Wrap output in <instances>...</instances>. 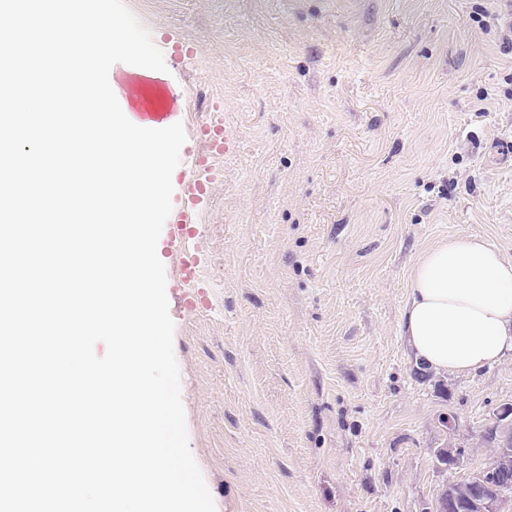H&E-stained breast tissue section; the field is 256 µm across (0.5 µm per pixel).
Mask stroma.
Instances as JSON below:
<instances>
[{
	"label": "stroma",
	"mask_w": 512,
	"mask_h": 512,
	"mask_svg": "<svg viewBox=\"0 0 512 512\" xmlns=\"http://www.w3.org/2000/svg\"><path fill=\"white\" fill-rule=\"evenodd\" d=\"M166 71L115 64L232 147L196 226L210 304L179 305L159 239L189 444L216 512H431L488 466L512 358L433 374L400 333L422 251L512 258V0H124ZM456 419L445 433L443 415ZM459 468L437 467L444 444Z\"/></svg>",
	"instance_id": "1"
}]
</instances>
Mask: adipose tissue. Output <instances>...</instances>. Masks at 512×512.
<instances>
[{"instance_id": "adipose-tissue-1", "label": "adipose tissue", "mask_w": 512, "mask_h": 512, "mask_svg": "<svg viewBox=\"0 0 512 512\" xmlns=\"http://www.w3.org/2000/svg\"><path fill=\"white\" fill-rule=\"evenodd\" d=\"M407 288L401 333L418 363L475 375L512 356V259L485 238L451 236L427 248Z\"/></svg>"}]
</instances>
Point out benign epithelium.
<instances>
[{"mask_svg": "<svg viewBox=\"0 0 512 512\" xmlns=\"http://www.w3.org/2000/svg\"><path fill=\"white\" fill-rule=\"evenodd\" d=\"M484 441L494 448L489 466L470 476L465 486L444 485L437 497L436 512H451L460 504L467 512H503L505 496H488L483 487L493 481L508 488L512 486V402L498 406L494 424L484 431ZM436 460L439 467L452 469L461 463V455L458 450L444 445L437 450Z\"/></svg>", "mask_w": 512, "mask_h": 512, "instance_id": "7a95c632", "label": "benign epithelium"}]
</instances>
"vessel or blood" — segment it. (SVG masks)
<instances>
[{
  "instance_id": "obj_1",
  "label": "vessel or blood",
  "mask_w": 512,
  "mask_h": 512,
  "mask_svg": "<svg viewBox=\"0 0 512 512\" xmlns=\"http://www.w3.org/2000/svg\"><path fill=\"white\" fill-rule=\"evenodd\" d=\"M133 124L143 128H166L178 123L174 112H134ZM204 148L191 155L189 172L179 183L180 202L169 215V237L178 256L176 275L180 285L179 303L185 309L194 310L206 305L210 285L199 274L201 248L194 245L195 224L202 204L218 181L222 169L214 167L213 158L223 155L230 148L229 135L220 120L201 124Z\"/></svg>"
}]
</instances>
